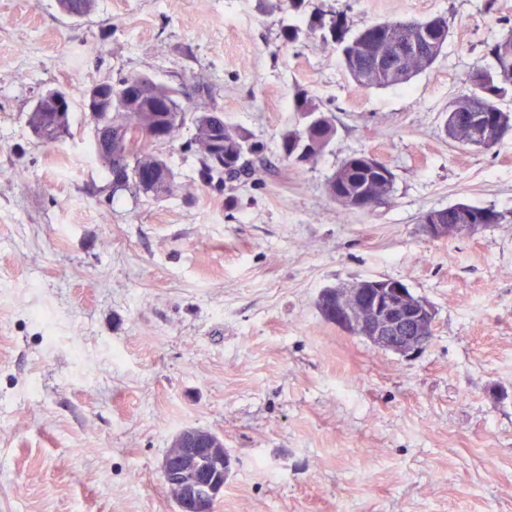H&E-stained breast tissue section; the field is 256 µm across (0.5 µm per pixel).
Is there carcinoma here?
Here are the masks:
<instances>
[{"label": "carcinoma", "mask_w": 512, "mask_h": 512, "mask_svg": "<svg viewBox=\"0 0 512 512\" xmlns=\"http://www.w3.org/2000/svg\"><path fill=\"white\" fill-rule=\"evenodd\" d=\"M59 4L66 14L83 17L91 12L94 0H59ZM421 25L420 19H395L369 23L352 33L346 16L324 10L313 13L307 22L309 31L323 40L348 44V55L341 63L353 83L362 88L406 84L438 60L449 36L445 16L432 18L431 38L419 42L413 55L402 61L382 55V50L393 44L412 43ZM484 57L487 62L474 67L468 75L473 90L448 102L445 130L449 138L465 145L496 142L512 130V114L498 104L512 89V30L486 45ZM205 90L207 86L200 79L170 87L139 74L126 75L104 88L100 105L111 120L97 129L94 150L112 177V192H140L137 172L167 166L151 151L155 142L145 133L164 123L167 114L174 120L170 138H175L186 116L181 100H190ZM295 109L306 123L281 135L282 157L291 166L316 160L336 136L335 116L307 93L297 92ZM47 110V105L38 102L28 115L29 125L40 134ZM192 122L195 135L188 148L197 157L203 179L222 184L252 174L255 161L259 160L258 150L237 126L224 120L223 113H196ZM394 182L395 174L386 164L370 154L359 153L346 158L329 176L327 191L336 202L355 198L363 210L386 201ZM507 219L506 214L490 208L467 204L462 210L456 204L442 213L441 223L453 230L458 224H500Z\"/></svg>", "instance_id": "obj_1"}]
</instances>
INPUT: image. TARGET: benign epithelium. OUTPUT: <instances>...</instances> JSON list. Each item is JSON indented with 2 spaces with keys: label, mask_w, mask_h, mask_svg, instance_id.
Instances as JSON below:
<instances>
[{
  "label": "benign epithelium",
  "mask_w": 512,
  "mask_h": 512,
  "mask_svg": "<svg viewBox=\"0 0 512 512\" xmlns=\"http://www.w3.org/2000/svg\"><path fill=\"white\" fill-rule=\"evenodd\" d=\"M55 111L48 113L46 126L67 120L69 96L60 90L46 93ZM442 210H431L425 216L423 231L432 238L450 236L448 226L435 220ZM332 324L339 329L366 338L372 344L407 359L423 352L433 339L434 311L425 301L407 300L401 288L394 292H371L352 282L336 289V306L326 310ZM178 448L165 454L161 471L166 483L180 488L176 500L178 512H214L223 496L224 483L212 471L224 472V440L214 432L197 427L183 429L177 436Z\"/></svg>",
  "instance_id": "benign-epithelium-1"
}]
</instances>
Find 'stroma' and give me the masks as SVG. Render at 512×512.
Returning <instances> with one entry per match:
<instances>
[{"mask_svg": "<svg viewBox=\"0 0 512 512\" xmlns=\"http://www.w3.org/2000/svg\"><path fill=\"white\" fill-rule=\"evenodd\" d=\"M340 11L351 30L443 15L444 53L408 84L361 89L334 44L283 24ZM512 0H0V512H176L160 471L183 428L224 440L217 512H512V221L423 235L424 212H512V133L448 138V102ZM129 74L210 88L260 147L244 182H204L185 124L158 154L169 192H113L84 92ZM71 98L44 144L38 97ZM336 117L323 155L279 143L296 91ZM366 152L395 174L367 210L328 177ZM404 282L435 312L415 359L327 322L320 291ZM47 99L52 103L55 108V112H47L48 106L47 104L39 103V99L36 104L33 106L31 112L28 115V123L32 127V129L39 135L44 131L45 123L43 113L47 112V123L48 129L51 130L53 126L58 125L59 123H64L69 115L70 108V98L69 96L60 90L50 91L46 93ZM70 122L66 121L64 125L52 131L47 139H42L44 143L48 145H54L58 143L62 137L69 133Z\"/></svg>", "mask_w": 512, "mask_h": 512, "instance_id": "stroma-1", "label": "stroma"}]
</instances>
